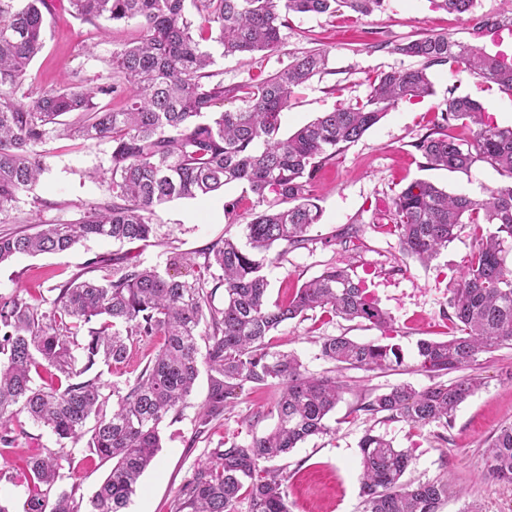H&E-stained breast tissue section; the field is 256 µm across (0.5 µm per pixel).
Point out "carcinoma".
Segmentation results:
<instances>
[{
	"label": "carcinoma",
	"instance_id": "1",
	"mask_svg": "<svg viewBox=\"0 0 512 512\" xmlns=\"http://www.w3.org/2000/svg\"><path fill=\"white\" fill-rule=\"evenodd\" d=\"M189 2L197 23L188 14ZM385 2L68 0L85 22L135 20L141 35L112 49L107 74L98 76L99 82L67 83L32 97L25 83L44 47L43 10L49 3L0 0V224L12 223L19 195L32 190L48 170L43 150L48 140L110 144L108 167L90 171V177L107 185V198L86 208L78 220L0 235V263L17 254L65 252L90 237L146 243L155 237L151 216L157 207L208 196L233 183L246 185L266 204L244 224L245 242L228 235L206 248L191 279L164 276L126 253L112 259L108 275L74 278L56 287L45 311L19 296L0 298V443H11L7 424L17 414L74 444L94 419L86 447L112 462V468L87 512H121L127 505L161 448L160 424L186 405L201 363L210 390L197 433L224 415L229 400L247 383L257 389L281 388L271 410L276 422L249 444L212 449L208 461L179 487L174 512H235L244 496L250 512H290L284 478L260 463L329 432L326 420L343 385L335 377L305 374L297 357L271 350L267 337L281 324L318 308L378 328L388 326L391 317L362 281L333 265L287 302L271 303L261 274L264 262L276 245H285L280 257L310 241L309 232L321 217L312 181L323 162L359 140L399 103L433 95L427 68L451 63L512 96V65L446 35L400 43L393 51L419 59L421 66L378 74L364 99L325 112L283 139L281 114L297 90L326 69V52L292 55L267 77L226 86L213 80L212 56L200 42L212 38L226 55L271 54L279 50L281 28L291 14L334 17L348 9L369 16ZM432 2L467 14L474 0ZM121 92L126 101L119 109L96 102ZM226 99L242 105L212 111ZM441 117L443 123L415 143L424 167L468 173L481 163L504 181L481 201L451 195L424 179L392 198L388 221L408 257L431 262L465 227L473 239L468 265L448 296L460 335L418 343V368L434 376L463 370L479 353L512 343V265L506 261L512 252V126L499 125L486 104L469 96L448 97ZM451 125L467 129L470 141L463 144L449 135ZM221 287L224 304L217 307L214 296ZM153 336L163 342L126 391L114 387L108 396L95 378L73 381L99 363L124 362L133 338ZM320 354L344 369L384 370L403 363L396 344L347 336L324 337ZM43 372L56 377L54 386L35 383ZM480 386L471 376L420 390L403 384L363 401L358 410L414 427L446 425ZM112 396L117 406L110 410ZM359 448L363 512H439L448 485L402 482L411 462L408 452L370 432ZM61 470L58 452L29 458L25 512H78L66 491L50 496ZM484 477L512 484L511 424L488 444Z\"/></svg>",
	"mask_w": 512,
	"mask_h": 512
}]
</instances>
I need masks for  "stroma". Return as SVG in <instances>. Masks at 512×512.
Instances as JSON below:
<instances>
[{
    "label": "stroma",
    "instance_id": "35a3bbf8",
    "mask_svg": "<svg viewBox=\"0 0 512 512\" xmlns=\"http://www.w3.org/2000/svg\"><path fill=\"white\" fill-rule=\"evenodd\" d=\"M512 12L506 0H475L469 14L459 15L434 7L430 0H388L384 11L368 17L344 11L329 18L317 14H293L281 30L277 53L266 57L224 55L215 41L203 47L214 59L211 67L225 84L266 76L288 62L290 53L321 48L328 53L324 73L298 90L282 116L281 136L315 120L335 106L356 103L366 97L371 80L394 68L417 66L393 52L394 44L445 33L452 39L490 47L492 35H477L475 25L501 19ZM136 21L104 22L98 25L75 17L67 0H51L45 15V46L30 67L27 82L38 93L91 80L106 72L113 48L135 40ZM435 93L421 100L406 101L391 109L358 141L349 144L325 163L313 179L321 219L309 233L305 247L289 249L262 269L269 283L270 301L288 299L296 288L318 276L327 264L348 268L364 280L369 292L392 318L388 330L347 321L322 313L281 324L270 338L273 350L293 353L306 374H328L331 363L320 355L325 336L345 335L354 340L399 344L404 352L400 367L389 370H342L338 377L348 389L331 414L330 433L309 437L288 454L273 460L285 477L290 512H362L360 497L361 451L366 431L384 436L399 449H412V464L405 482H442L451 493L441 512H461L464 505L477 512H512V484H494L484 478L485 445L499 429L512 423V344L479 354L470 374L483 380L481 389L462 403L448 425L433 423L421 429L400 420L357 411L361 395L380 394L399 384L423 389L434 382L450 383L451 375L434 378L417 368V344L423 339L446 340L456 328L448 318V296L472 251L469 231H461L429 264L404 256L392 233L386 214L392 197L416 179H427L451 194L482 199L500 184L491 168L478 165L470 172L423 168L415 143L441 120L449 95L470 96L489 103L502 126L512 125V98L489 90L468 71L435 65L429 70ZM49 172L33 192L21 194L12 212L14 225L0 224V234L11 228L37 223L78 219L86 205L105 198L106 191L88 178V171L108 164V143H90L55 138L46 145ZM238 201L237 220H229L224 205ZM257 198L245 185L230 184L223 192L201 199L172 201L152 216L157 238L140 248L142 266L157 268L184 278L202 262L203 252L223 240L225 234L241 235L242 225L258 211ZM119 243L92 238L62 253L18 255L0 265V297L20 296L33 300L51 298L53 287L86 273L93 259H112L123 253ZM186 256V263L172 264L173 253ZM159 340L135 341L124 363L94 367L104 393L125 387L154 356ZM207 373H200L193 394L181 414L168 415L160 426L162 448L155 464L140 479L126 512H170L176 492L211 449L237 442L247 444L263 436L275 424L271 409L278 388L238 391L223 416L197 433L198 415L208 395ZM9 427L12 446L0 445V503L10 512H24L27 489L22 477L30 456L40 451L64 449L59 489L87 504L111 469L110 463L91 455L85 443L59 446L53 433L25 415L14 417Z\"/></svg>",
    "mask_w": 512,
    "mask_h": 512
}]
</instances>
